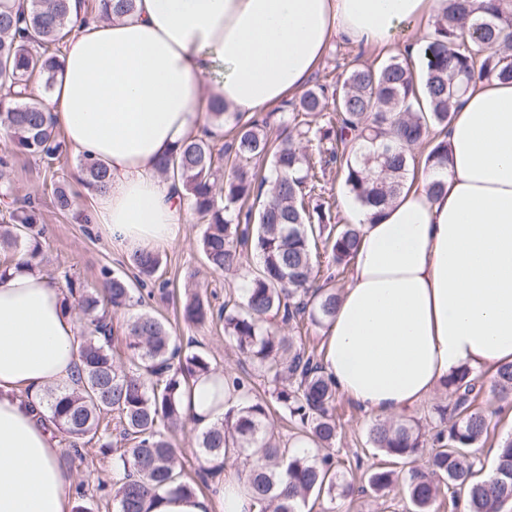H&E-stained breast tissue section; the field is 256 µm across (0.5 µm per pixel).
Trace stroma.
I'll return each instance as SVG.
<instances>
[{
	"label": "stroma",
	"mask_w": 512,
	"mask_h": 512,
	"mask_svg": "<svg viewBox=\"0 0 512 512\" xmlns=\"http://www.w3.org/2000/svg\"><path fill=\"white\" fill-rule=\"evenodd\" d=\"M432 25V18H423L383 49L360 48L342 40L333 41L311 80L316 83L336 79L341 66L356 58L362 63L376 65L389 57L403 54L406 45L420 43ZM80 159V154L69 149L49 169L35 157L18 155L7 169L0 171V179L11 182L18 195H28L36 200L40 222L46 229L42 246L50 266L69 269L86 287L97 288L101 285L103 268L130 271L131 257L113 249L96 225L80 222V214L90 207ZM58 178L66 181L73 200L71 209L66 211L60 210L54 200V181ZM202 228L195 213L185 210L177 240L160 252L162 264L157 280L164 283V292L148 299L145 305L137 304L114 315V334L116 338H124L131 317L146 310L159 316L177 339L192 342L194 350L204 353L216 371L234 375L253 373L251 361L241 355L234 341L225 335L223 322L193 326L183 318L187 284H199L203 296L217 309L223 306L235 281L234 276L216 273L207 267L198 247ZM477 405L491 417L488 435L475 450L484 471L488 472L495 462L493 448L512 436V397L504 399L484 390ZM337 415L341 429L336 452L343 464L335 497L317 500L312 512H408L407 501L401 492L394 491L378 498L373 493L360 491L364 473L371 467L382 466L396 471L404 468L403 463L395 462L372 447L369 431L377 421L376 416L362 411L344 397L338 400ZM198 434V429L188 423L174 433L171 440L188 478L204 494L208 491L206 464L198 448ZM68 469L75 482L84 483L86 504L92 512H114L111 496L98 489L99 483L112 481L111 456L91 455L84 460L75 456L71 458Z\"/></svg>",
	"instance_id": "obj_1"
}]
</instances>
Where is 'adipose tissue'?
<instances>
[{
	"instance_id": "1",
	"label": "adipose tissue",
	"mask_w": 512,
	"mask_h": 512,
	"mask_svg": "<svg viewBox=\"0 0 512 512\" xmlns=\"http://www.w3.org/2000/svg\"><path fill=\"white\" fill-rule=\"evenodd\" d=\"M75 20L47 105L68 143L108 170L90 223L128 252L178 237L183 190L160 163L197 136L218 75L229 111L250 118L298 95L337 37L382 47L442 0H135L104 20L70 0ZM441 191L419 169L361 227L348 283L326 331L325 373L365 412L417 407L449 374L494 378L512 363V82L491 78L456 107L441 135ZM79 325L64 290L17 272L0 280V512H72L71 473L46 418L47 387L77 376ZM199 426L224 418V389L201 378L185 403ZM251 512L241 466L216 493L159 492L151 512Z\"/></svg>"
}]
</instances>
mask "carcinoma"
Segmentation results:
<instances>
[{
  "label": "carcinoma",
  "mask_w": 512,
  "mask_h": 512,
  "mask_svg": "<svg viewBox=\"0 0 512 512\" xmlns=\"http://www.w3.org/2000/svg\"><path fill=\"white\" fill-rule=\"evenodd\" d=\"M102 14L123 15L134 0H100ZM70 24L69 0H29L14 8L0 0V126L9 131L10 151L51 165L60 155L56 125L29 83L41 75L54 81L58 53ZM419 69L411 55L377 66L353 63L334 82L317 83L279 108L276 136L270 117L243 119L224 100L210 101L211 120L227 127L231 142L221 146L213 134L184 141L160 166L177 178L185 200L202 224L200 250L214 272L246 270L224 307L214 308L194 294L183 315L193 325L224 321V333L257 367L267 384L265 399L249 377L211 367L208 357L178 346L166 324L149 312L126 327L125 352L112 350L109 312L131 305L132 285L152 281L161 259L154 252L133 255L130 276L101 271L99 288L88 289L65 274L47 269L42 257L39 212L27 197L6 206L0 221V249L19 252L28 270L64 283L66 300L87 319L80 337L78 378L73 387L47 391L49 421L78 454L92 445L112 453L115 512H150L153 496L168 487L193 496L183 478L168 432L187 421L183 386L201 375L221 374L239 404L224 420L198 437L202 457L224 463L233 442L259 512H305L312 496L332 495L341 461L336 457L338 392L322 360L303 343L284 334L307 319L331 320L340 299L336 277L316 283L312 242L338 267L351 259L360 240L356 224H329L312 201L324 186L320 172L336 167L355 203L377 217L405 186L410 170L425 163L441 168L448 144L433 141L452 121L461 98L489 77L512 81V0H444L433 34L419 48ZM435 142L424 161L414 149ZM264 160L270 174L249 166ZM82 169L90 185L103 189L107 168L86 156ZM482 374L464 368L445 381L448 403L437 408L439 425L424 432L419 422H378L369 432L374 448L408 464L403 475L379 468L366 473L379 494L401 482L411 512H436L447 500L466 512H504L512 506V438L498 446L488 477L477 479L472 449L488 435V420L475 407ZM503 394L512 392V363L496 371ZM292 424L294 439L310 448H291L276 439L270 403ZM431 448L423 467L412 465L421 449Z\"/></svg>",
  "instance_id": "cac0c4a2"
}]
</instances>
